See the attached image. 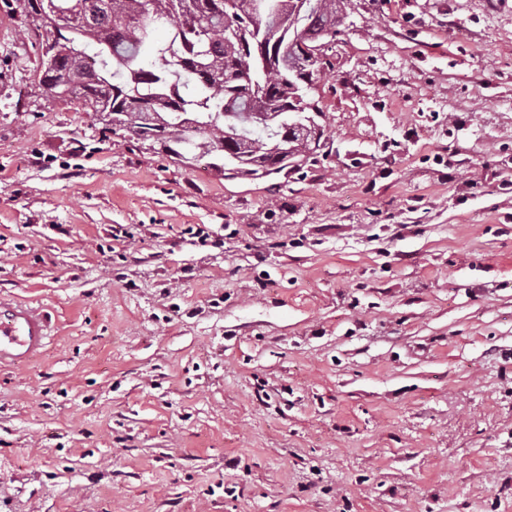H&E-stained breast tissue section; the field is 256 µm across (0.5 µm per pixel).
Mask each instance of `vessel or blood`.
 <instances>
[{
    "label": "vessel or blood",
    "mask_w": 512,
    "mask_h": 512,
    "mask_svg": "<svg viewBox=\"0 0 512 512\" xmlns=\"http://www.w3.org/2000/svg\"><path fill=\"white\" fill-rule=\"evenodd\" d=\"M53 329L44 307L0 297V363H23L42 354Z\"/></svg>",
    "instance_id": "obj_1"
}]
</instances>
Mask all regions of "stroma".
Masks as SVG:
<instances>
[{"label": "stroma", "instance_id": "35a3bbf8", "mask_svg": "<svg viewBox=\"0 0 512 512\" xmlns=\"http://www.w3.org/2000/svg\"><path fill=\"white\" fill-rule=\"evenodd\" d=\"M325 145L220 177L34 83L0 0V512H512V0H347ZM53 329L44 307L0 297V363H23L42 354Z\"/></svg>", "mask_w": 512, "mask_h": 512}]
</instances>
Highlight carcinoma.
Returning a JSON list of instances; mask_svg holds the SVG:
<instances>
[{
  "label": "carcinoma",
  "instance_id": "1",
  "mask_svg": "<svg viewBox=\"0 0 512 512\" xmlns=\"http://www.w3.org/2000/svg\"><path fill=\"white\" fill-rule=\"evenodd\" d=\"M23 0L43 21L44 32L22 28L24 44L57 38L59 54L79 62L66 67L64 85L47 90L54 100L78 101L98 116L112 112V132L148 138L156 131L174 146L193 145L216 153L237 134L227 112L245 109L253 97L266 99L260 126L251 134L245 161L215 171L228 178H263L294 168L316 150L310 137L295 136L290 161L276 167L272 130L277 112L316 109L299 69L304 48L327 50L333 38L311 29L303 47L289 48L288 14L298 0ZM321 19L343 13L344 0H308ZM169 28L164 43L153 25ZM272 55L270 66L261 57ZM318 65L308 78L315 79Z\"/></svg>",
  "mask_w": 512,
  "mask_h": 512
}]
</instances>
